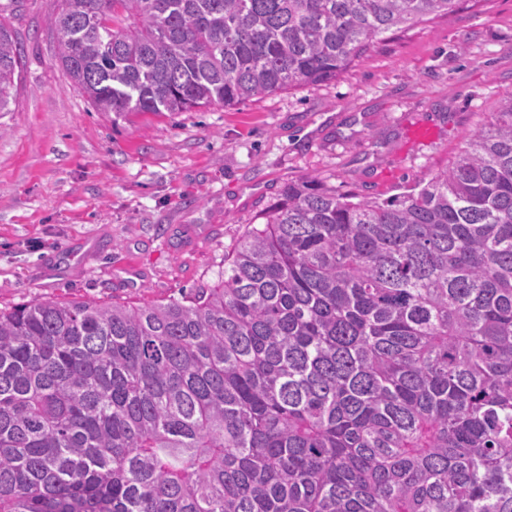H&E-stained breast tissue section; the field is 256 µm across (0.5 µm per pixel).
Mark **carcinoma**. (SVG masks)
I'll return each instance as SVG.
<instances>
[{"mask_svg": "<svg viewBox=\"0 0 512 512\" xmlns=\"http://www.w3.org/2000/svg\"><path fill=\"white\" fill-rule=\"evenodd\" d=\"M458 0H62L100 112L331 82ZM21 52L0 22V112ZM224 279L0 309V512H512V99L421 188L285 185Z\"/></svg>", "mask_w": 512, "mask_h": 512, "instance_id": "carcinoma-1", "label": "carcinoma"}]
</instances>
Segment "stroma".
<instances>
[{
	"label": "stroma",
	"mask_w": 512,
	"mask_h": 512,
	"mask_svg": "<svg viewBox=\"0 0 512 512\" xmlns=\"http://www.w3.org/2000/svg\"><path fill=\"white\" fill-rule=\"evenodd\" d=\"M60 4L0 0L22 55L0 112V308L210 287L283 185L315 175L367 198L407 192L512 99V0H460L378 37L335 81L117 119L59 62ZM420 125L432 140L412 138Z\"/></svg>",
	"instance_id": "stroma-1"
}]
</instances>
